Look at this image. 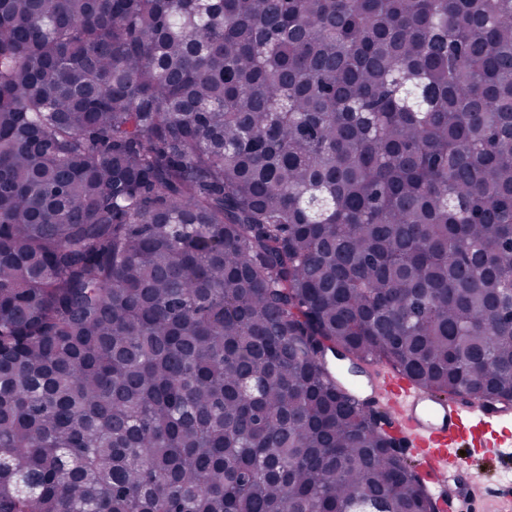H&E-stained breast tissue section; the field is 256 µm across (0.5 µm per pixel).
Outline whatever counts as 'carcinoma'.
<instances>
[{
	"label": "carcinoma",
	"instance_id": "cac0c4a2",
	"mask_svg": "<svg viewBox=\"0 0 512 512\" xmlns=\"http://www.w3.org/2000/svg\"><path fill=\"white\" fill-rule=\"evenodd\" d=\"M329 352L512 398V0H0V512H424Z\"/></svg>",
	"mask_w": 512,
	"mask_h": 512
}]
</instances>
